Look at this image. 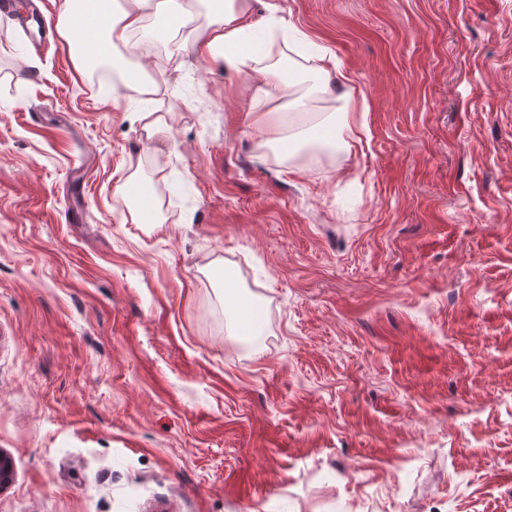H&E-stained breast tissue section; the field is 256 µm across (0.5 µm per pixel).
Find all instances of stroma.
<instances>
[{
    "label": "stroma",
    "instance_id": "1",
    "mask_svg": "<svg viewBox=\"0 0 512 512\" xmlns=\"http://www.w3.org/2000/svg\"><path fill=\"white\" fill-rule=\"evenodd\" d=\"M251 20L337 58L314 108L364 98L352 151L282 158L252 74L193 53L146 142L0 12V512H512V0ZM129 213L133 224L160 223V209L157 198L149 192H145V194L140 197V200H137ZM224 288L225 302L231 297L235 304V307L229 306L235 310L232 327L237 335L242 336L255 351H260L266 336L260 303L246 300L237 289L229 287L228 282H225Z\"/></svg>",
    "mask_w": 512,
    "mask_h": 512
}]
</instances>
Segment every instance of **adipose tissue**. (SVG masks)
I'll return each mask as SVG.
<instances>
[{"label": "adipose tissue", "mask_w": 512, "mask_h": 512, "mask_svg": "<svg viewBox=\"0 0 512 512\" xmlns=\"http://www.w3.org/2000/svg\"><path fill=\"white\" fill-rule=\"evenodd\" d=\"M166 30L193 24L195 48L212 59L223 60L234 69L254 63V94L250 104L252 125L256 130L277 136L282 152H289L298 134L291 130L287 114H313L315 123L307 133L306 143L332 147L337 135L352 127V109L342 105L330 112L311 113L312 102L326 90V78L336 68L334 57L326 50L309 55L293 79H285L279 63L269 62L268 50L252 48L244 43L251 24L247 0H223L219 14H201L196 0H123L120 8H112L111 0H65L58 19V32L66 42L77 69L88 73L94 67L112 65L113 52L121 48L133 62L123 72L120 89L132 98L147 97L150 109L140 112L138 121L147 139L166 138L171 134V112L165 111L167 66L154 63L145 67L137 63L142 53L141 35L150 22ZM281 100L279 106L268 107L271 97ZM225 297L234 301L232 326L253 349H261L265 326L258 302L245 299L237 289L228 287Z\"/></svg>", "instance_id": "adipose-tissue-1"}]
</instances>
